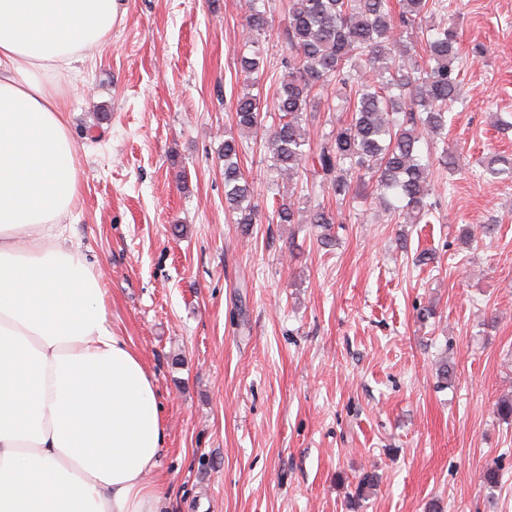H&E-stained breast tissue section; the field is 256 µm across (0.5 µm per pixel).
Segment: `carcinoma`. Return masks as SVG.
Wrapping results in <instances>:
<instances>
[{"label":"carcinoma","instance_id":"carcinoma-1","mask_svg":"<svg viewBox=\"0 0 512 512\" xmlns=\"http://www.w3.org/2000/svg\"><path fill=\"white\" fill-rule=\"evenodd\" d=\"M433 0H288L283 36L288 50L283 67L287 79L274 98L279 123L268 134L273 168L294 180L308 170L319 186L337 200L365 199L372 185L390 214L405 224L429 217L434 165L448 170L459 158L447 147L437 159L422 155L427 139L446 142L448 107L457 102L461 79L457 35L446 24L429 25ZM271 26L262 0H250L244 27L247 37L239 54L240 69L250 76L264 63L260 47ZM412 33L424 43L415 50ZM338 84L344 89L335 110L352 112L351 122L338 124L311 147L308 113L317 111L315 88ZM240 133L261 126L259 101L245 91L233 103ZM240 143L224 139V200L239 224L256 222L255 191L238 164ZM495 176L512 174V165L498 156L481 161ZM280 224H313L328 230L336 214L317 204L301 211L293 201L276 210Z\"/></svg>","mask_w":512,"mask_h":512}]
</instances>
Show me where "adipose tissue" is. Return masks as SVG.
Instances as JSON below:
<instances>
[{
	"label": "adipose tissue",
	"mask_w": 512,
	"mask_h": 512,
	"mask_svg": "<svg viewBox=\"0 0 512 512\" xmlns=\"http://www.w3.org/2000/svg\"><path fill=\"white\" fill-rule=\"evenodd\" d=\"M120 0H0V512H162L153 377L107 324L64 219L76 147L59 85Z\"/></svg>",
	"instance_id": "obj_1"
}]
</instances>
